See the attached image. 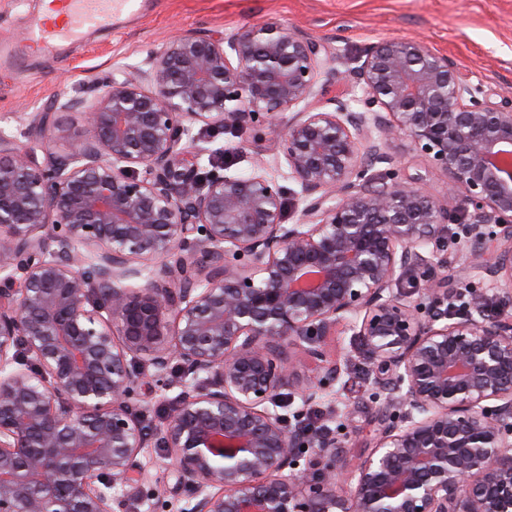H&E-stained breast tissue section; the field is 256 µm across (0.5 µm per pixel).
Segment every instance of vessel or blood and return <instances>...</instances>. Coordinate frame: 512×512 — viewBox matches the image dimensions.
<instances>
[{
	"label": "vessel or blood",
	"instance_id": "b4317fda",
	"mask_svg": "<svg viewBox=\"0 0 512 512\" xmlns=\"http://www.w3.org/2000/svg\"><path fill=\"white\" fill-rule=\"evenodd\" d=\"M132 0H50L49 8L39 11L19 41L0 44V57L21 60L31 49L50 55L85 30L109 23L128 11Z\"/></svg>",
	"mask_w": 512,
	"mask_h": 512
}]
</instances>
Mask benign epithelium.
Listing matches in <instances>:
<instances>
[{
    "label": "benign epithelium",
    "mask_w": 512,
    "mask_h": 512,
    "mask_svg": "<svg viewBox=\"0 0 512 512\" xmlns=\"http://www.w3.org/2000/svg\"><path fill=\"white\" fill-rule=\"evenodd\" d=\"M321 53L277 22L177 35L59 104L86 122L66 155L48 112L37 145L0 137V512L122 509L148 440L137 369L174 360L161 446L186 512H512V314H487L489 289L512 302V101L407 38L368 44L362 95L329 97ZM302 102L282 140L303 222L285 224L282 187L205 168L193 131ZM398 136L446 173V199L399 168ZM450 224L483 287H448ZM347 327L386 394L349 473L335 435L276 410L296 380L283 344L320 364L311 399Z\"/></svg>",
    "instance_id": "obj_1"
}]
</instances>
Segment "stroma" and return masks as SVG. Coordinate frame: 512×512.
Returning <instances> with one entry per match:
<instances>
[{"label": "stroma", "instance_id": "35a3bbf8", "mask_svg": "<svg viewBox=\"0 0 512 512\" xmlns=\"http://www.w3.org/2000/svg\"><path fill=\"white\" fill-rule=\"evenodd\" d=\"M264 22L302 30L332 56L326 77L332 92L341 88L342 76L355 67L366 44L416 38L450 57L466 79L512 97V0H136L112 24L87 31L53 56L30 55L20 69L0 63V134L39 142L35 118L47 112L63 132L55 149L66 154L70 141L83 137L85 123L79 113L56 111L58 99L102 91L113 71L133 72L175 35L199 30L228 35ZM282 127L279 121L262 132L249 125L227 127L217 139L224 150L216 160L244 174L262 165L283 186L284 221L293 224L302 204L288 178ZM392 151L406 174L424 175L434 196L445 195L448 178L429 156L400 139ZM325 353L340 365L339 380L319 389L307 406L298 394L284 391L282 411L290 425L308 421L332 428L341 442L339 456L350 468L377 441L384 398L372 386V361L353 331L328 342ZM138 463L141 476L125 490V512H180L185 492L177 488L157 440L149 441Z\"/></svg>", "mask_w": 512, "mask_h": 512}]
</instances>
